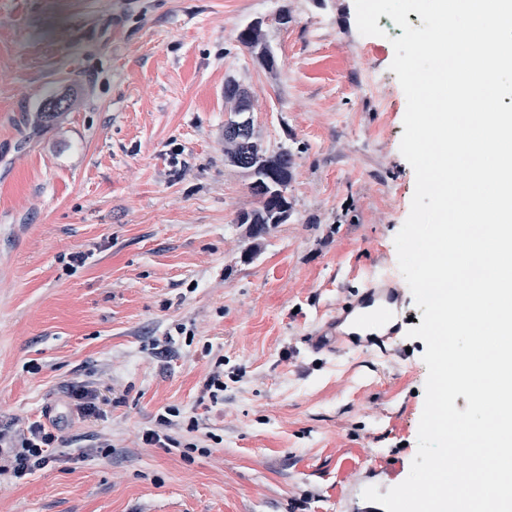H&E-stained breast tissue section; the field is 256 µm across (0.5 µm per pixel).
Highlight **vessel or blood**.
Instances as JSON below:
<instances>
[{"instance_id":"vessel-or-blood-1","label":"vessel or blood","mask_w":512,"mask_h":512,"mask_svg":"<svg viewBox=\"0 0 512 512\" xmlns=\"http://www.w3.org/2000/svg\"><path fill=\"white\" fill-rule=\"evenodd\" d=\"M399 305V289L378 282L369 283L356 299L326 322V333L334 337L333 349H355L373 340L378 341L382 351L395 349L394 331L375 337L369 334L368 327L372 318L387 319Z\"/></svg>"}]
</instances>
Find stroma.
Masks as SVG:
<instances>
[{
  "instance_id": "stroma-1",
  "label": "stroma",
  "mask_w": 512,
  "mask_h": 512,
  "mask_svg": "<svg viewBox=\"0 0 512 512\" xmlns=\"http://www.w3.org/2000/svg\"><path fill=\"white\" fill-rule=\"evenodd\" d=\"M256 19L270 67L237 40ZM378 25L359 33L354 0H0V421L47 414L117 449L1 489L0 512H336L378 473L407 478L428 375L412 294L403 355L307 343L368 279L405 283L403 30ZM231 80L262 147L294 157L291 216L258 245L237 222L258 200L224 162ZM77 381L124 399L79 418ZM168 409L204 425L179 435L189 456L142 441ZM224 366V359L219 358L215 363V370L211 372L209 377L207 378L204 388L202 399H205V396L208 395V398L211 402L217 403L221 398V393L223 397L224 393V368L220 370V367Z\"/></svg>"
}]
</instances>
